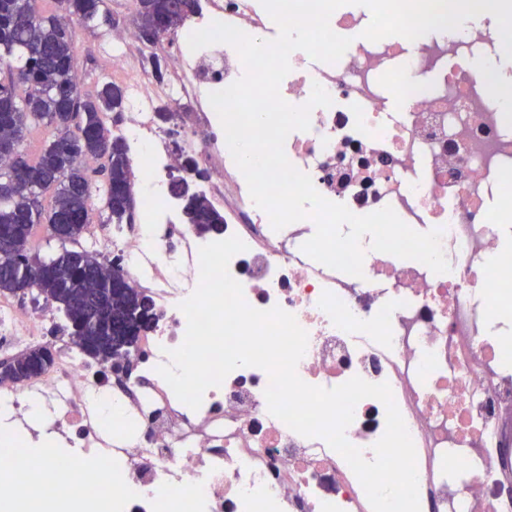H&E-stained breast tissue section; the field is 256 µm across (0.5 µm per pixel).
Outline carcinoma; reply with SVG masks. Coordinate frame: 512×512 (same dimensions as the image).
<instances>
[{"mask_svg": "<svg viewBox=\"0 0 512 512\" xmlns=\"http://www.w3.org/2000/svg\"><path fill=\"white\" fill-rule=\"evenodd\" d=\"M37 0H0V238L15 250L0 253V294L36 288L63 310L73 344L98 359L112 352V337L127 334L138 339L149 329L153 306L148 296L131 289L117 265L106 266L99 254L63 249L43 261L26 250L35 226L55 225L53 233L73 243L90 223L91 198L103 201L105 224H125L135 201L129 150L112 135L108 120L123 108V90L112 82L96 84L89 94L78 83L74 62V24L95 27L108 21L109 0H55L58 11L38 21L26 19ZM137 28L165 25L180 28L199 10V0H134ZM47 124L58 131L37 161L20 151L30 126ZM98 162L93 173L105 176L95 188L84 161ZM52 198L43 212L39 198ZM187 223L202 232L221 231L224 214L194 192L183 203ZM112 270L97 288L93 274ZM53 360L51 350L39 347L12 358L11 368L0 370V384L21 383L37 376Z\"/></svg>", "mask_w": 512, "mask_h": 512, "instance_id": "1", "label": "carcinoma"}]
</instances>
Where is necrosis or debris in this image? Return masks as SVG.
Returning <instances> with one entry per match:
<instances>
[{
    "label": "necrosis or debris",
    "instance_id": "4bbe7bcc",
    "mask_svg": "<svg viewBox=\"0 0 512 512\" xmlns=\"http://www.w3.org/2000/svg\"><path fill=\"white\" fill-rule=\"evenodd\" d=\"M215 21L262 40L278 35L260 0H207L169 34L173 75L161 86L148 77L150 50L132 29L110 40L104 63L127 90L112 129L129 145L139 201L136 223L94 225L90 243L151 299L154 321L131 353L134 371L113 376L60 345L43 374L0 384V410L12 422L0 432V504L8 512H372L337 452L269 414L262 369H235L196 410L157 371L184 339L179 305L199 283L200 247L235 235L247 249L229 270L246 302L282 308L308 334L297 366L303 381L333 388L358 376L390 385L416 449L421 512H512V344L488 333L512 290V251L488 209L495 195L512 212V113L502 109L512 83L490 75L479 53L486 44L502 51L498 28L467 24L418 38L416 55L385 88L377 75L402 42L361 40L355 65L343 58L308 67L306 52L293 51L300 67L281 82V97L303 105L317 83L332 104L312 110L309 130L288 135L290 163L354 214L389 206L415 231L442 232L449 272L370 250L358 278L303 252L311 220L276 231L253 203L208 100L244 67L230 45L188 46L193 31ZM461 54L464 71L419 90L421 71ZM390 94L408 111H385ZM166 105L164 127L156 118ZM185 157L193 167H182ZM176 178L223 212V231L206 235L183 222ZM49 327L47 309L22 312L0 299L1 350L41 346ZM35 403L52 416L46 430L31 424ZM385 425L384 405L367 398L345 436L370 460Z\"/></svg>",
    "mask_w": 512,
    "mask_h": 512
}]
</instances>
